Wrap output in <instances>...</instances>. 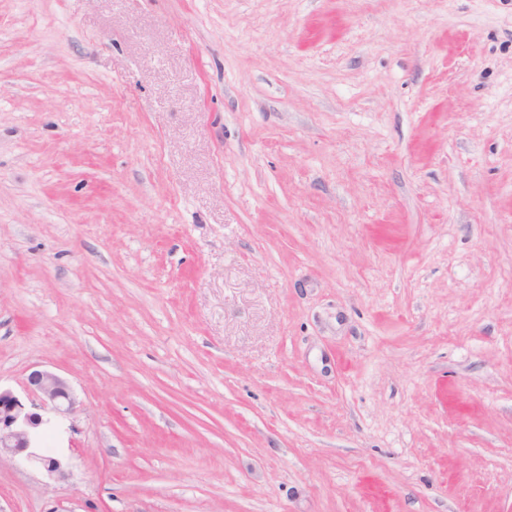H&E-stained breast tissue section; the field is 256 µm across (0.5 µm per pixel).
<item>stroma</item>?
Here are the masks:
<instances>
[{"label": "stroma", "instance_id": "35a3bbf8", "mask_svg": "<svg viewBox=\"0 0 512 512\" xmlns=\"http://www.w3.org/2000/svg\"><path fill=\"white\" fill-rule=\"evenodd\" d=\"M0 512H512V0H0ZM28 387L37 401L32 400L30 405L0 386V463L17 458L35 464L51 479L64 478L63 459L33 449L40 448L47 425L42 411L70 413L75 409L77 399L72 386L51 370L35 369L28 376Z\"/></svg>", "mask_w": 512, "mask_h": 512}]
</instances>
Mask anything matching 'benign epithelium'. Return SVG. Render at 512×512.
<instances>
[{
  "label": "benign epithelium",
  "mask_w": 512,
  "mask_h": 512,
  "mask_svg": "<svg viewBox=\"0 0 512 512\" xmlns=\"http://www.w3.org/2000/svg\"><path fill=\"white\" fill-rule=\"evenodd\" d=\"M28 387L36 397L28 405L12 390L0 388V461L25 460L51 479L63 478L64 460L39 454L35 448L41 444L47 425L43 411L70 413L77 399L68 380L48 369L31 371Z\"/></svg>",
  "instance_id": "benign-epithelium-1"
}]
</instances>
